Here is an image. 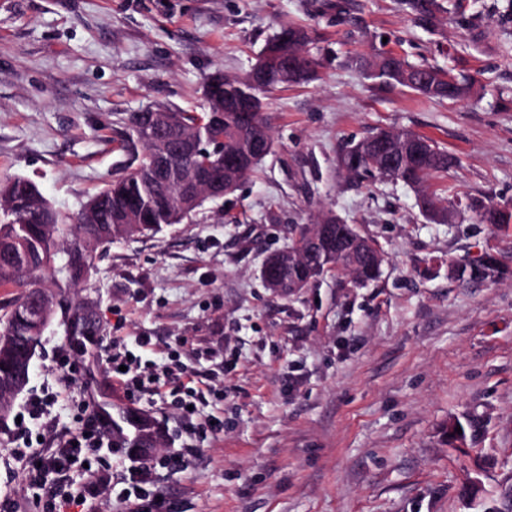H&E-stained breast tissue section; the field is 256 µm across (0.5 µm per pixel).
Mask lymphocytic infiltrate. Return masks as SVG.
Segmentation results:
<instances>
[{"mask_svg":"<svg viewBox=\"0 0 512 512\" xmlns=\"http://www.w3.org/2000/svg\"><path fill=\"white\" fill-rule=\"evenodd\" d=\"M106 349L111 379L124 392L155 395L166 385V378L146 370L120 344H107ZM106 421L104 413H90L81 427L49 450L34 447L31 433L22 431L23 445L15 449L14 455L25 464L24 478L36 489L35 501L42 512H99L98 500L109 490L117 491L119 500L132 505L134 512H153L154 503L143 490L145 477L152 468L178 464V452L145 459L136 451H126L124 459L115 464L86 470L79 490L60 492V484L70 481L71 467L82 455H114L112 433Z\"/></svg>","mask_w":512,"mask_h":512,"instance_id":"obj_1","label":"lymphocytic infiltrate"}]
</instances>
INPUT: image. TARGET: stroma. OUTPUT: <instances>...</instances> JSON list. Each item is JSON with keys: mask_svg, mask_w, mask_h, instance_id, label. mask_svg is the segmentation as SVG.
<instances>
[{"mask_svg": "<svg viewBox=\"0 0 512 512\" xmlns=\"http://www.w3.org/2000/svg\"><path fill=\"white\" fill-rule=\"evenodd\" d=\"M0 0V177L20 175L77 210L122 173L121 117L164 102L203 112L215 72L245 74L266 40L309 28L322 62L307 82L263 97L276 147L233 194L154 237L98 248L85 280L58 296L24 393L0 417L8 455L27 395L61 391L54 445L83 406L150 415L162 512H512V224L426 219L401 182L339 172L349 141L381 129L432 138L450 160L430 189L448 208L477 197L512 205V0H447L433 29L401 0ZM386 46L473 80L438 101L352 65ZM333 212L371 238L379 277L328 273L297 295L265 287V257ZM492 254L495 277L448 265ZM97 327L81 343L73 313ZM147 336L156 373L183 362L216 394L192 417L163 393L108 387L100 341ZM199 357L174 358L176 339ZM222 423L219 431L210 420Z\"/></svg>", "mask_w": 512, "mask_h": 512, "instance_id": "35a3bbf8", "label": "stroma"}]
</instances>
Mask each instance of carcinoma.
<instances>
[{
	"mask_svg": "<svg viewBox=\"0 0 512 512\" xmlns=\"http://www.w3.org/2000/svg\"><path fill=\"white\" fill-rule=\"evenodd\" d=\"M415 23L432 28L442 10L439 0H403ZM311 42L303 27L283 28L268 40L265 47L288 56L300 50V67L290 76L277 70L265 76L214 74L206 80L205 112H182L167 104L151 109L176 116L177 123L169 137L191 135L194 143L169 157L167 177L159 172L156 155L141 130V114L128 118L132 148L127 171L81 205L68 212L52 205L38 187L21 176L0 179V201L8 211L0 213V288H15L16 294L0 307V411H8L9 400L26 387L30 359L42 336V330L29 324V300L38 296L53 312L56 296L76 287L88 274L94 251L121 239L155 236L165 228L181 223L183 203L182 175L191 170L196 177L214 175L215 164L226 150L238 157L234 175L224 176V190L232 193L253 174L262 160L258 155L274 149V139L267 118L261 112V94L278 86L297 84L314 77L319 60L306 51ZM360 67L377 68L374 79L390 85L408 86L417 93L435 100H460L468 96L471 81L464 76L453 90L442 79L443 72L423 63L413 65L392 52H378L370 60H360ZM233 96L243 91L254 99L251 119L244 121L240 113L225 104L224 88ZM386 156L400 157L401 167L394 181L417 188L423 207L437 208L436 196L427 191L428 179L448 169V154L423 135L404 130H381L346 145L338 155V165L357 178L383 179L381 161ZM464 210L482 224H511L512 206L484 199L469 198ZM327 223L305 227L287 249L267 257L269 265L262 276L273 274L282 281L275 294L286 298L307 287L330 271L344 272L341 262L349 256L356 259L350 270L353 281L363 284L375 280L381 265L372 262L360 248L363 236H348L336 224L335 214H324ZM458 277L466 280L484 279L496 268V259L487 255L478 261L459 259L455 262ZM127 412L112 419V440L118 448H138L156 442L151 422L141 418L136 431L128 433Z\"/></svg>",
	"mask_w": 512,
	"mask_h": 512,
	"instance_id": "carcinoma-1",
	"label": "carcinoma"
}]
</instances>
